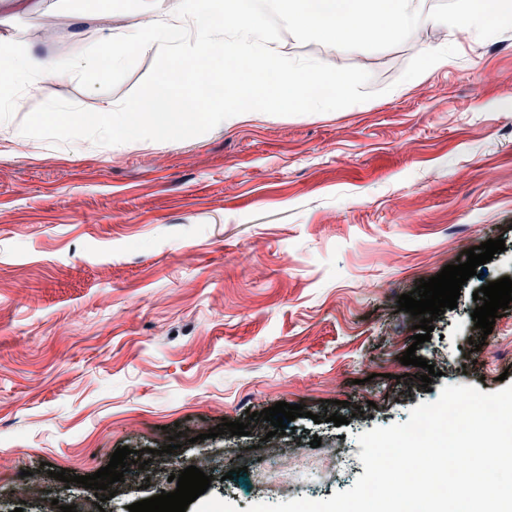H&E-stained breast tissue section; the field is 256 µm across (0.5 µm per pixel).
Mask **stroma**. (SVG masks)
<instances>
[{
	"label": "stroma",
	"mask_w": 512,
	"mask_h": 512,
	"mask_svg": "<svg viewBox=\"0 0 512 512\" xmlns=\"http://www.w3.org/2000/svg\"><path fill=\"white\" fill-rule=\"evenodd\" d=\"M56 3L0 0V37L60 61L139 20ZM421 35L458 54L404 83L415 40L339 56L289 39L288 55L370 73L379 97L334 112H252L182 141H88L78 151L0 139V512L94 497L55 473H95L123 446L155 456L114 483L104 512L174 491L159 476L166 467L228 452L252 466L247 449L271 426L249 415L280 401L307 414L276 437L277 460L317 437L348 449L349 464L322 454L283 483L254 485L243 472L207 493L239 512L328 499L364 472L360 433L407 421L447 384L484 393L512 384V341L470 346L480 337L475 290L512 277V30ZM154 61L141 55L109 92L44 83L13 121L54 97L92 111L120 102ZM498 237L504 252L479 266L418 347L439 371L423 389V368L400 362L415 320L397 300ZM327 412L346 424L314 423ZM224 420L249 423V435L208 437ZM174 434L180 449L163 453ZM26 470L42 495L23 503L13 490Z\"/></svg>",
	"instance_id": "1"
}]
</instances>
